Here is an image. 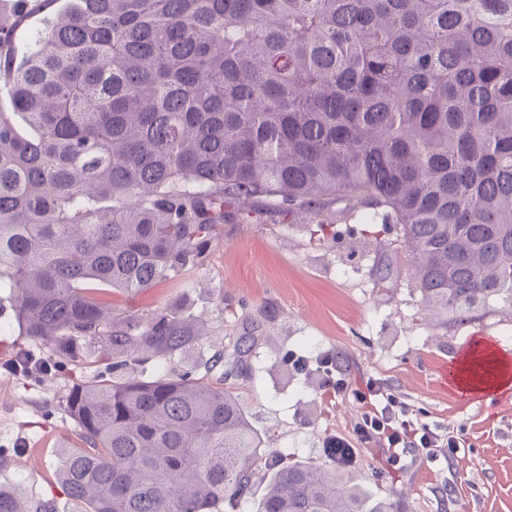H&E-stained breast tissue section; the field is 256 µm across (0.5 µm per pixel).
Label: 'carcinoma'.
<instances>
[{"label": "carcinoma", "mask_w": 512, "mask_h": 512, "mask_svg": "<svg viewBox=\"0 0 512 512\" xmlns=\"http://www.w3.org/2000/svg\"><path fill=\"white\" fill-rule=\"evenodd\" d=\"M60 1L22 51L31 2L0 11V288L24 335L67 361L78 338L159 362L207 339L112 295L200 263L258 198L383 207L429 318L512 313V0H34ZM64 407L89 448L56 479L86 512H224L267 471L257 512L400 508L288 461L234 387L190 372L78 384ZM0 512L56 510L0 488Z\"/></svg>", "instance_id": "obj_1"}]
</instances>
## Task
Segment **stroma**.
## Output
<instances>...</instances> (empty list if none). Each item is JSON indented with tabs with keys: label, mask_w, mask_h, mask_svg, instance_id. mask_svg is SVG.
Masks as SVG:
<instances>
[{
	"label": "stroma",
	"mask_w": 512,
	"mask_h": 512,
	"mask_svg": "<svg viewBox=\"0 0 512 512\" xmlns=\"http://www.w3.org/2000/svg\"><path fill=\"white\" fill-rule=\"evenodd\" d=\"M370 211L339 198L317 222L258 200L248 221L233 216L221 224L198 265L114 301L135 314L174 304L180 314L208 319L209 339L170 356L167 371L231 382L254 426L274 434L282 454L321 464L340 438L350 444L345 469L373 492L398 496L402 512H512V401L467 403L438 378L441 365L476 337L512 358V316L448 328L425 321L401 227L367 221ZM4 295L0 288V487L53 499L57 512H79L54 476L60 453L82 445L64 399L75 383L114 377L113 359L83 340L79 361L59 362L48 345L20 334ZM250 329L260 340L247 369L225 379L224 353ZM27 353L48 361L49 371H11ZM327 355L343 362L342 392L291 363ZM370 382L397 396L418 424L454 436L457 456L443 451L432 459L411 448L395 464L362 447L355 426Z\"/></svg>",
	"instance_id": "35a3bbf8"
}]
</instances>
